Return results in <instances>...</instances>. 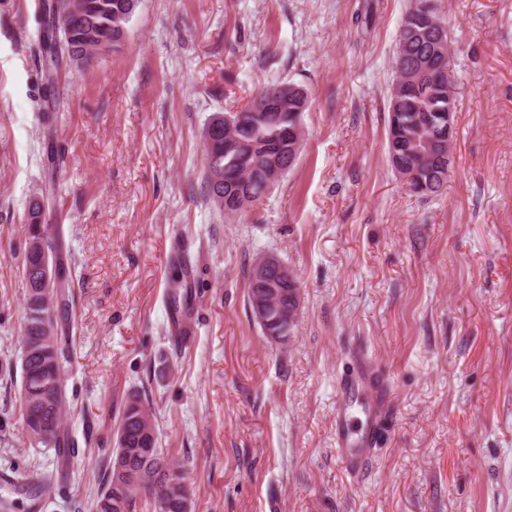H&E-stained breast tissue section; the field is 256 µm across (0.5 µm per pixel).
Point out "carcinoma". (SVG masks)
I'll use <instances>...</instances> for the list:
<instances>
[{
    "label": "carcinoma",
    "instance_id": "carcinoma-1",
    "mask_svg": "<svg viewBox=\"0 0 512 512\" xmlns=\"http://www.w3.org/2000/svg\"><path fill=\"white\" fill-rule=\"evenodd\" d=\"M141 0H45L46 27L40 42L39 64L52 81L63 60L85 66L115 49L125 37L127 24ZM422 0H410L403 16L405 44L394 59L388 112L387 153L396 172L414 171L434 183L429 192L439 191L448 178L435 179V167L446 146L431 141L438 106L448 104L449 53L437 50L433 30L423 23L425 15L438 17L436 9L424 11ZM307 92L294 84L288 94L280 85L260 91L237 112L233 127L224 125V114L209 119L203 134V171L207 198L221 212L240 197L256 204L267 195L276 170L288 171L303 149V112ZM42 211L34 203L28 224L21 268L24 279L33 281L41 273L40 258L32 241L44 242L48 257L55 258L58 283L50 295L27 296L26 317L20 355L21 393L19 412L32 438L55 450L64 463L75 454L77 443L64 426L67 405L65 375L72 324L74 296L68 247L57 228L41 222ZM181 277L168 294L169 307L177 312L187 300L186 273L191 257L178 254ZM273 308L286 314L299 306V289L276 287ZM103 488L93 512H132L135 494L152 500L155 512H189L190 496L181 467L167 461L159 432L141 394H131L119 414L116 448L105 469ZM0 509L10 512L13 495H31L24 483L10 481L2 486Z\"/></svg>",
    "mask_w": 512,
    "mask_h": 512
}]
</instances>
